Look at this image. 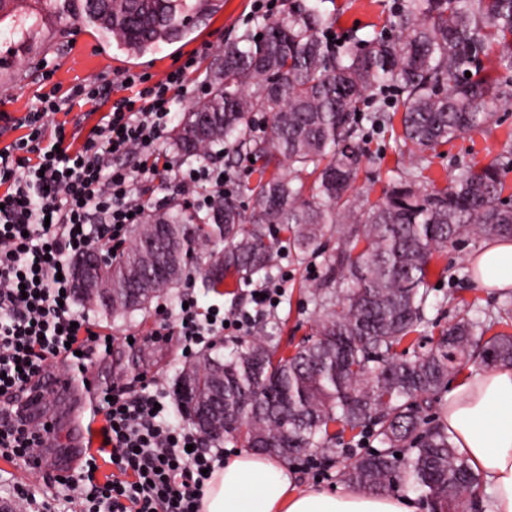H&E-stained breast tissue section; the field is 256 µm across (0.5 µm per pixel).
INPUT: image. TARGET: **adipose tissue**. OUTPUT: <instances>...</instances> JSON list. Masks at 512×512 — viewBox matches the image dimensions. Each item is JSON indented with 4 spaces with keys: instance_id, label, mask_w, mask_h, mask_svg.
<instances>
[{
    "instance_id": "1",
    "label": "adipose tissue",
    "mask_w": 512,
    "mask_h": 512,
    "mask_svg": "<svg viewBox=\"0 0 512 512\" xmlns=\"http://www.w3.org/2000/svg\"><path fill=\"white\" fill-rule=\"evenodd\" d=\"M485 288H512V241L486 244L472 258ZM457 453L479 472L491 512H512V366L455 383L440 412ZM200 512H415L412 500L353 488L301 485L280 458L239 451L216 469Z\"/></svg>"
}]
</instances>
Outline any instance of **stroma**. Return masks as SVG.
<instances>
[{
  "mask_svg": "<svg viewBox=\"0 0 512 512\" xmlns=\"http://www.w3.org/2000/svg\"><path fill=\"white\" fill-rule=\"evenodd\" d=\"M402 0H325L324 10L333 16L334 23L328 33L342 45L354 39H370L389 31V22ZM208 17L203 23L188 30L176 41L160 44L144 56L133 58L117 45L108 32L92 23L60 24L56 15L48 12L41 0H8L0 10V57L8 58V65L0 67V98L6 99L8 112L20 116L34 107L41 91L37 71L41 64L54 68V82L62 87L99 77H114L118 71L132 69L146 72L154 80L180 65L186 56L203 43L211 48L203 58L195 75L193 91L177 99L174 106L175 121H182L185 114L204 96L210 83L212 64L224 51L227 42L243 34L260 35L261 16L252 14L251 0H208ZM38 17L39 24L28 35L16 32L15 21L19 16ZM504 99L497 114V122L483 132L473 134L444 146L443 154L434 158L430 175L437 181L452 177L458 167L496 162L502 168L507 186L506 198L512 199V82L506 86ZM357 141L371 161L366 164L356 183V201L376 199L393 171L406 167L407 162L389 133L380 131L369 122H362ZM478 240H468L450 248L436 259V268L446 269L444 279L435 282L429 293L425 316L430 325L442 328L462 309L497 312L504 303L512 301V291L502 292L480 286L474 277L463 275L472 256L481 248ZM321 261L310 264L297 263L288 254L287 241H280L275 248L272 276L281 280L285 290L282 302L274 313H258L250 329L251 336L270 333L282 341L297 344L311 335L314 306L305 292L307 284L323 276ZM250 285L243 284L231 294L204 292L195 280L185 281L180 290L161 296L159 304H166L169 316H176L183 293L196 297L200 307L212 305L229 310L245 306L249 300ZM159 304L147 310L112 320L98 312L89 317L105 327L113 337L109 351L98 353L86 369H79L72 361L53 363L54 374L68 379H89L95 400H102L110 393L113 383H139L141 378L156 379L167 390H174L176 378L187 359L182 352L180 338L171 343H149L150 333L161 320ZM53 447L44 448L43 458L37 462H22L0 456V499L43 501L47 483L57 470L46 463L47 457L56 456Z\"/></svg>",
  "mask_w": 512,
  "mask_h": 512,
  "instance_id": "1",
  "label": "stroma"
}]
</instances>
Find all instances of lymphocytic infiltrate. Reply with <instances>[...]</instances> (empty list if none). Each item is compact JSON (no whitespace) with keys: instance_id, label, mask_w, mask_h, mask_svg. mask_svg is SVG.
Here are the masks:
<instances>
[{"instance_id":"lymphocytic-infiltrate-1","label":"lymphocytic infiltrate","mask_w":512,"mask_h":512,"mask_svg":"<svg viewBox=\"0 0 512 512\" xmlns=\"http://www.w3.org/2000/svg\"><path fill=\"white\" fill-rule=\"evenodd\" d=\"M199 52L164 79L121 71L118 80L52 84L25 115L0 113V453L26 460L53 431L28 428L22 401L49 375L57 358H90L107 349L98 327L74 308L73 257L111 234L122 246L131 224L141 223L144 204L138 189L160 181L198 192L194 203L206 209L211 198L228 192L221 170L202 165L162 166L158 142L172 121L175 96L186 93L198 70ZM100 113L84 127L67 124L74 108ZM253 310L223 314L200 310L196 300L180 309L175 324L160 323L153 341L177 336L185 351L206 346L225 329L244 331L253 311L281 299L280 285L263 287ZM171 401L158 383L113 385L111 399L99 407L105 424L101 446L116 472L105 482L87 457L78 474L48 486L49 501L74 504L79 512H199L198 494L206 471L224 461L223 449L200 450L197 438L170 419Z\"/></svg>"}]
</instances>
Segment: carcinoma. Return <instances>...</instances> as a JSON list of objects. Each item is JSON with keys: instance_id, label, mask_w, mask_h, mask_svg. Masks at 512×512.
<instances>
[{"instance_id": "carcinoma-1", "label": "carcinoma", "mask_w": 512, "mask_h": 512, "mask_svg": "<svg viewBox=\"0 0 512 512\" xmlns=\"http://www.w3.org/2000/svg\"><path fill=\"white\" fill-rule=\"evenodd\" d=\"M69 2L73 15L122 31L119 45L131 55L181 36L198 14L187 0H122L114 9L108 0ZM322 2L263 20L259 40L245 34L226 44L206 101L172 135L182 156L204 161L220 146L239 163H258L243 188L248 205L230 195L200 213L174 197L145 212L122 252L99 267L108 299L79 301L126 317L181 287L187 272L216 293L264 280L287 234L297 259L325 256L326 274L307 288L315 334L290 355L271 336L224 357L202 354L195 396H207L221 365L224 415L248 419L224 426V439L282 458L305 448L325 455L339 425L384 446L343 466L347 486L383 494L405 485L425 495L431 512H456L462 495L482 496L483 484L436 421V404L474 356L512 365V312L495 321L461 317L438 338L425 335L430 263L463 240L512 238V203L501 198L495 163L462 167L445 185L424 172L439 147L497 122L507 79L488 74L482 58L499 50L512 68V0H404L392 35L340 54L320 36L331 24ZM389 88L399 93L393 113ZM397 112L396 142L410 167L358 205L359 123L392 129ZM333 235L338 246L328 253ZM167 250L178 267L159 274Z\"/></svg>"}]
</instances>
